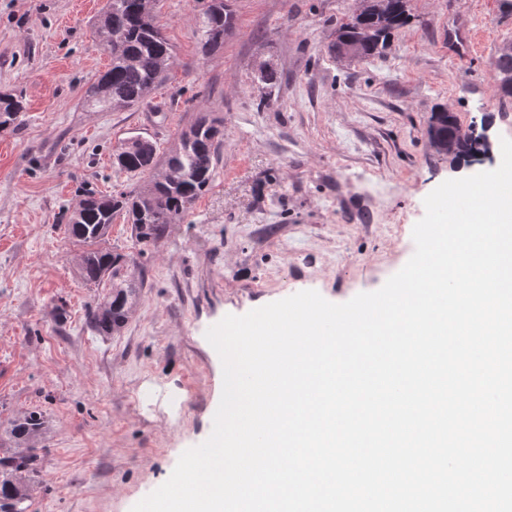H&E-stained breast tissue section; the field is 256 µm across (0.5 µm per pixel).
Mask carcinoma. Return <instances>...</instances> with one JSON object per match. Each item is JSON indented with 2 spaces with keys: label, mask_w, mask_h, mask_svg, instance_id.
Returning a JSON list of instances; mask_svg holds the SVG:
<instances>
[{
  "label": "carcinoma",
  "mask_w": 512,
  "mask_h": 512,
  "mask_svg": "<svg viewBox=\"0 0 512 512\" xmlns=\"http://www.w3.org/2000/svg\"><path fill=\"white\" fill-rule=\"evenodd\" d=\"M142 0H108L102 17V30L110 58L108 69L89 89L87 97L101 112L140 105L166 78L174 63L173 46L156 18L141 11ZM204 10L201 27L203 49L213 51L224 45L225 28L233 15L224 6ZM408 19L407 0H391L389 12L369 10L356 14L337 30L336 44L345 41L359 45L362 58L380 56L391 31ZM500 79L512 74V50L503 49L493 61ZM24 109L20 95H0V129L16 125ZM431 147L453 162L469 164L488 154L491 144L473 128L463 129L457 117L447 111L432 113L427 129ZM224 142V121L201 112L184 129L176 147L161 157L156 145L144 137L128 139L113 154L118 170L133 175H152L158 168L171 172L159 175L135 194L112 197L87 193L73 211L67 235L89 246L78 260L80 277L87 283L109 287V292L89 312L96 331L114 334L121 330L140 298L144 278L124 255L104 247L112 220L128 214L135 239L143 245L159 241L171 224L181 221L214 178L218 151ZM43 424L38 411L27 412L10 423V432L20 441L35 437ZM36 449L0 458V512H26L23 504L29 487L37 482Z\"/></svg>",
  "instance_id": "cac0c4a2"
}]
</instances>
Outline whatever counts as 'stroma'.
Instances as JSON below:
<instances>
[{"mask_svg": "<svg viewBox=\"0 0 512 512\" xmlns=\"http://www.w3.org/2000/svg\"><path fill=\"white\" fill-rule=\"evenodd\" d=\"M105 4L0 0V93L25 103L0 130V456L20 448L8 419L40 411L28 512H131L212 432L223 372L209 327L304 290L344 303L380 289L414 253L425 197L496 169L512 139V96L492 66L512 42L499 0H409L383 56L355 62L329 48L356 0H230L234 28L212 53L206 0H160L175 51L166 80L139 106L94 112ZM462 24L492 38L449 56ZM265 62L280 84L263 106ZM441 107L464 128L489 120V159L434 154L426 129ZM200 112L224 120L214 179L155 244L115 218L107 245L145 288L124 328L101 335L86 313L105 290L78 273L67 213L88 189L146 188L113 152L140 135L166 153Z\"/></svg>", "mask_w": 512, "mask_h": 512, "instance_id": "obj_1", "label": "stroma"}]
</instances>
